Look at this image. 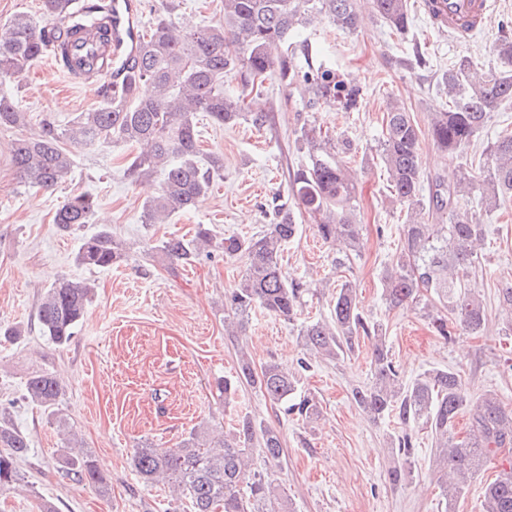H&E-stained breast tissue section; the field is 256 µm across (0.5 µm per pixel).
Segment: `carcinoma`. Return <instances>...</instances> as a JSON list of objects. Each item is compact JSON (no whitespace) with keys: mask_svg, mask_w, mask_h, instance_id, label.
I'll list each match as a JSON object with an SVG mask.
<instances>
[{"mask_svg":"<svg viewBox=\"0 0 512 512\" xmlns=\"http://www.w3.org/2000/svg\"><path fill=\"white\" fill-rule=\"evenodd\" d=\"M222 21L195 28L178 25L171 13L159 14L138 32L133 53L106 81L103 106L84 112L70 126L60 128L44 119L38 131L15 140L12 162L24 183L55 189L72 173L73 160L65 141L86 146L114 140L140 144L144 150L132 157L125 170L131 181L154 173L164 174L161 190L146 202L147 224H163L176 213L195 208L211 187L213 175L224 169V159L198 160V114L221 125L234 124L248 113V97L260 93L265 81L276 76L300 90L309 106L333 104L341 97L352 101L353 90L324 68L310 64L312 46L294 41L295 34L322 16L341 30L357 23L358 0H223ZM371 8L398 33L408 29V0H370ZM43 19L18 16L0 29V79H16L34 63L57 56L61 69L73 71L68 46L73 37L90 28L104 40L112 34L111 0H42ZM495 51L504 65L512 64V38H500ZM240 76L242 90L224 92V77ZM449 108L431 113L433 144L448 153L465 154L487 126L492 114L512 103V71L489 67L479 72L470 56L459 57L443 75ZM381 159L390 188L406 208L399 253L384 271V294L397 309L419 304L436 310L427 314L437 334L448 340L457 330L480 334L486 311L471 287V274L479 265L487 225L480 216L461 207L460 199L477 190L486 212L497 210L512 198V132L488 143L479 163L465 161L437 175L429 197H424L420 166V129L411 113L393 103L384 117ZM27 113L9 94L0 93V129L22 127ZM309 163L291 185L297 207L282 205L272 223L250 236L217 239L200 228L195 236L166 238L156 251L171 262L195 263L201 253L219 251L227 259L242 258L245 270L224 295V326L231 335L244 327L249 312L262 307L292 320L300 304L301 288L288 279L282 267L284 246L297 233V219L307 213L318 235L329 242L343 239L356 253L362 247L356 222V187L339 160L336 143L311 128L302 132ZM96 202L89 194L67 199L57 209L54 224L63 233L89 223ZM435 212L446 224H428ZM126 257L122 244L102 227L83 239L76 254L79 264L108 268ZM431 298L422 300L423 293ZM92 289L89 283L59 278L46 289L38 306L42 331L56 346L68 344L80 324ZM375 337L370 356L372 381L352 390L357 407L378 422L395 414L405 427L421 424L434 440L433 476L447 509L468 489L484 464L512 447V408L492 392L467 398L461 375L450 368H432L406 384L391 358L386 336L366 322L358 308L356 289L348 281L336 289L331 321L309 324L302 330L307 352L334 360L351 349L360 335ZM250 386L277 406L306 421L320 417L311 395H296V377L276 362L257 369L244 351L238 354L236 376L217 384L228 404L239 387ZM24 398L50 415H56L64 392L45 370L31 372ZM469 411L466 434L457 436L456 421ZM62 446L58 462L65 475L94 486L106 497L111 485L98 470L84 440L62 417L56 419ZM30 452L27 437L0 408V494L16 489L22 480L19 462ZM278 463L284 455L280 431L257 423L250 415L238 417L232 429L216 434L201 423L177 446L159 448L144 444L135 450L133 467L146 484L163 481L177 498L186 499L190 512H293L268 472L252 467L254 456ZM483 512H512V461L483 490Z\"/></svg>","mask_w":512,"mask_h":512,"instance_id":"1","label":"carcinoma"}]
</instances>
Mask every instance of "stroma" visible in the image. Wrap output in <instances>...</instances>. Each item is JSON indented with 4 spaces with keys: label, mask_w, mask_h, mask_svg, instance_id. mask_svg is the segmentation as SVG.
<instances>
[{
    "label": "stroma",
    "mask_w": 512,
    "mask_h": 512,
    "mask_svg": "<svg viewBox=\"0 0 512 512\" xmlns=\"http://www.w3.org/2000/svg\"><path fill=\"white\" fill-rule=\"evenodd\" d=\"M143 3L144 26L168 9L177 21L194 27L223 17L221 0ZM410 14L403 34L392 31L366 5L354 32L325 21L303 30L318 51V62L359 89L356 107L335 103L309 108L298 90L272 79L257 100L268 116L264 125L254 124L248 115L224 126L200 116V149L223 156L224 168L196 209L165 224H148L143 217V205L157 194L162 174L135 183L124 175L135 147L68 144L73 171L65 183L46 190L20 182L10 162L20 129H0V324L23 331L14 341L0 338V403H10L11 417L31 448L20 465L25 480L0 498V512H37L43 498L52 500L59 512H189L188 502L175 501L166 485L141 482L131 466L134 449L147 442L175 447L198 424L221 431L241 413L281 430L285 454L271 476L295 512H446L432 475L430 432L404 430L393 417L373 423L351 398L353 387L371 382L373 337L359 336L351 352L339 359H313L308 368L299 366L306 355L301 327L330 320L336 290L348 281L367 321L385 334L403 381L433 367H448L459 372L469 398L491 391L512 406V314L501 307L498 296L499 288L512 285V214L484 219L488 236L472 278L487 312L480 335L444 340L420 312L389 308L383 297L382 276L399 251L404 219L380 158L383 117L390 104H404L421 129L425 175L454 169L459 156L433 147L429 132L431 112L448 106L441 76L462 55L492 63L498 36L492 25L458 44L434 27L419 0H410ZM5 89L18 99L33 127L44 117L68 126L103 100L89 82H67L45 59ZM314 126L352 146L342 159L355 174L363 248L359 255H348L343 243L322 241L312 221L299 217L298 232L285 246L282 261L288 278L303 290L295 321L257 308L241 335H225L224 294L243 274V262L216 252L174 268L155 246L169 237H192L200 224L220 237L264 229L275 205L292 200L293 176L308 163L301 132ZM78 194L95 198L96 214L91 224L61 233L52 222L55 211ZM103 226L126 244V261L109 269L78 265L82 237ZM63 276L88 280L95 288L72 340L59 347L44 336L37 308L46 289ZM243 345L255 365L273 361L296 370L299 393L319 402L321 415L315 423L272 408L246 385L231 405L217 398L215 381L234 374ZM38 369L59 378L65 390L59 410L103 464L110 497L99 496L93 486L59 469L53 417L22 398L28 373ZM406 431L414 444L407 461L410 475L394 486L387 477L393 461L390 441Z\"/></svg>",
    "instance_id": "1"
}]
</instances>
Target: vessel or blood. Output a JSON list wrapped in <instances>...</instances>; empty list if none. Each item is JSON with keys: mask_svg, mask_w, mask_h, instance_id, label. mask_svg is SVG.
Wrapping results in <instances>:
<instances>
[{"mask_svg": "<svg viewBox=\"0 0 512 512\" xmlns=\"http://www.w3.org/2000/svg\"><path fill=\"white\" fill-rule=\"evenodd\" d=\"M423 12L437 10L438 18L449 35L459 42L469 41L488 23L496 9V0H421ZM134 0H116L112 43L102 50L104 70L116 67L120 58L134 46L136 39L129 28L133 24Z\"/></svg>", "mask_w": 512, "mask_h": 512, "instance_id": "vessel-or-blood-1", "label": "vessel or blood"}]
</instances>
